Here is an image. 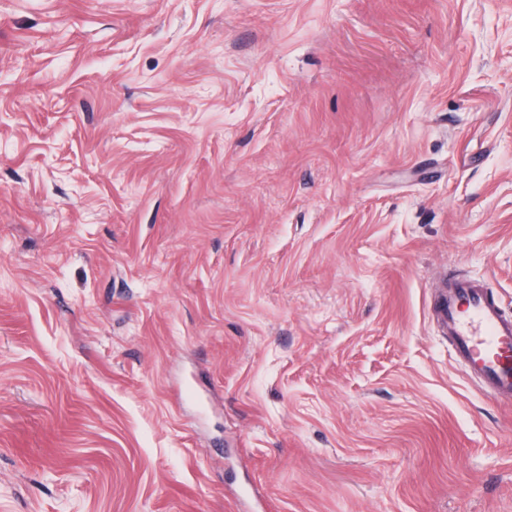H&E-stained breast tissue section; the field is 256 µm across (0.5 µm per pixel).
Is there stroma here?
I'll return each mask as SVG.
<instances>
[{
    "instance_id": "stroma-1",
    "label": "stroma",
    "mask_w": 512,
    "mask_h": 512,
    "mask_svg": "<svg viewBox=\"0 0 512 512\" xmlns=\"http://www.w3.org/2000/svg\"><path fill=\"white\" fill-rule=\"evenodd\" d=\"M512 0H0V512H512ZM436 309L470 375L503 403L512 402V317L485 288L454 275L440 289Z\"/></svg>"
}]
</instances>
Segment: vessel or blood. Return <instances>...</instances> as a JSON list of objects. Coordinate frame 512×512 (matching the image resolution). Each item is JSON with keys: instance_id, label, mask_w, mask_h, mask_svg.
Masks as SVG:
<instances>
[{"instance_id": "obj_1", "label": "vessel or blood", "mask_w": 512, "mask_h": 512, "mask_svg": "<svg viewBox=\"0 0 512 512\" xmlns=\"http://www.w3.org/2000/svg\"><path fill=\"white\" fill-rule=\"evenodd\" d=\"M436 309L470 375L503 403L512 402V317L483 286L449 276Z\"/></svg>"}]
</instances>
